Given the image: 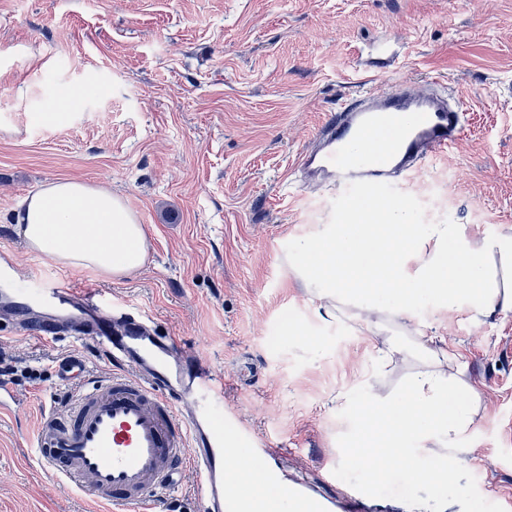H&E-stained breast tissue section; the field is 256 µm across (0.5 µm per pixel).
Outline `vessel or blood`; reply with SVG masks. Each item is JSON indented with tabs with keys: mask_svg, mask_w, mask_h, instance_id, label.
<instances>
[{
	"mask_svg": "<svg viewBox=\"0 0 512 512\" xmlns=\"http://www.w3.org/2000/svg\"><path fill=\"white\" fill-rule=\"evenodd\" d=\"M465 122L463 100L442 79L426 91L400 83L341 103L296 163L304 183L355 185L364 200L447 151ZM0 308L17 331L55 342L68 337L102 348L121 372L77 390L65 411L45 413L35 452L39 469L109 512H155L192 476L198 512H240L226 491L236 455L263 464L276 500L288 512H335V500L310 482L284 481L278 451L224 412V378L191 358L180 339L157 332L152 319L67 277H18L0 259ZM85 360H61L58 379L83 380Z\"/></svg>",
	"mask_w": 512,
	"mask_h": 512,
	"instance_id": "b4317fda",
	"label": "vessel or blood"
}]
</instances>
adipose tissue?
I'll return each instance as SVG.
<instances>
[{"label": "adipose tissue", "mask_w": 512, "mask_h": 512, "mask_svg": "<svg viewBox=\"0 0 512 512\" xmlns=\"http://www.w3.org/2000/svg\"><path fill=\"white\" fill-rule=\"evenodd\" d=\"M15 222L30 250L74 269L107 279L138 271L146 255V233L124 200L106 188L58 181L20 203ZM296 275L318 302L322 317L345 308L387 314L409 335L415 302L429 296L443 305L488 316L512 311V233L473 244L459 224H414L406 209L386 199L349 202L339 223L296 244ZM385 355H416L422 369L410 374L397 394L362 398L360 422L344 452V463L383 474L398 466L412 481L443 487L453 478L447 455L419 471L414 444L447 447L468 426L472 387L448 379V350L439 336H419L415 348L387 338ZM228 490L248 512H288L263 483L258 467L239 456Z\"/></svg>", "instance_id": "ef3b65f1"}]
</instances>
